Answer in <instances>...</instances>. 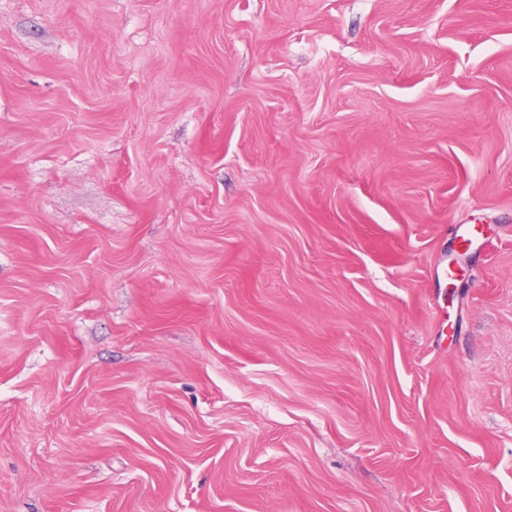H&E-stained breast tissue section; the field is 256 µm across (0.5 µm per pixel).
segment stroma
<instances>
[{"label":"stroma","mask_w":512,"mask_h":512,"mask_svg":"<svg viewBox=\"0 0 512 512\" xmlns=\"http://www.w3.org/2000/svg\"><path fill=\"white\" fill-rule=\"evenodd\" d=\"M0 512H512V0H0Z\"/></svg>","instance_id":"obj_1"}]
</instances>
